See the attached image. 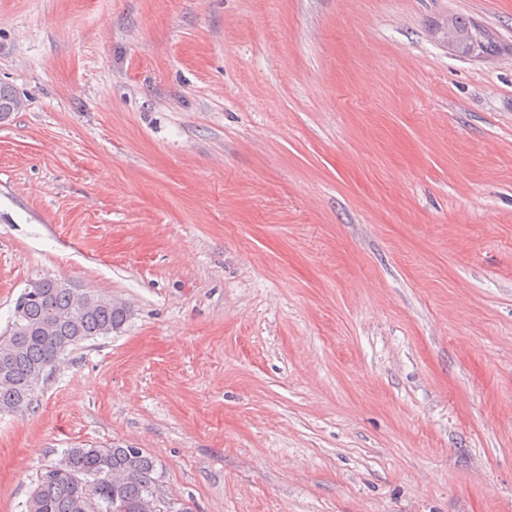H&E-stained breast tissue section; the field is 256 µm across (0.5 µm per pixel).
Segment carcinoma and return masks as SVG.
Returning <instances> with one entry per match:
<instances>
[{
    "label": "carcinoma",
    "instance_id": "obj_1",
    "mask_svg": "<svg viewBox=\"0 0 512 512\" xmlns=\"http://www.w3.org/2000/svg\"><path fill=\"white\" fill-rule=\"evenodd\" d=\"M456 38L448 46L460 57L481 58L496 54L500 44L463 15L436 24L437 36L448 28ZM22 103L15 89L0 84V113L17 112ZM129 309L110 298L98 297L89 306L83 290L61 283L48 295L13 320L9 335L0 336L1 346H17L13 368L0 377V412L25 399L30 406L41 381L35 371L46 363L57 364L63 357L60 346L74 347L97 336H108L126 323ZM161 478L157 463L142 448L122 445L67 448L61 458L46 467L27 502V512H154V479Z\"/></svg>",
    "mask_w": 512,
    "mask_h": 512
}]
</instances>
